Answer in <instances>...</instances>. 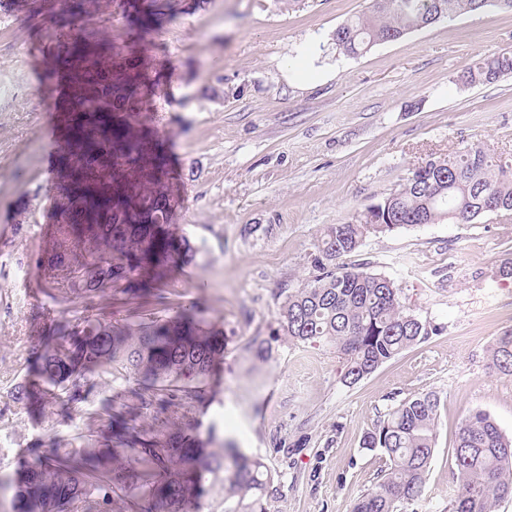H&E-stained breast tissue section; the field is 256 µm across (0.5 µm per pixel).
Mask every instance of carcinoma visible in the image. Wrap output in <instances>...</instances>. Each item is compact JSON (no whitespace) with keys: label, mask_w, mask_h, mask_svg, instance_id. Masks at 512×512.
I'll return each instance as SVG.
<instances>
[{"label":"carcinoma","mask_w":512,"mask_h":512,"mask_svg":"<svg viewBox=\"0 0 512 512\" xmlns=\"http://www.w3.org/2000/svg\"><path fill=\"white\" fill-rule=\"evenodd\" d=\"M498 9L512 12V0H372L370 10L336 28V50L356 56L378 42L394 41L442 19ZM163 11L135 9L139 29L159 23ZM57 63L70 64L83 52L64 24ZM89 75L70 111L90 134L62 157L65 180L54 197V231L39 263L49 288L68 294L79 307L55 332L38 357V375L49 389L19 385L14 400L33 396L49 403L65 395L74 404L93 401L89 379L112 389L127 383L124 398L141 410L154 405L146 394L155 382H203L224 356V337L176 314L150 319L133 329L102 317L94 298L114 287L136 292L163 270L192 252L184 237L164 234L173 190L163 178L161 147L131 133L125 119L151 112L161 96L159 84L139 81L141 58L115 59L92 54ZM512 72V49H501L460 76L464 85L491 83ZM115 115L111 126L99 113ZM488 212L512 213V157L503 159L481 147L465 146L445 158L430 159L377 204V222L329 224L314 258L317 275L289 293L279 323L295 343H325L343 356V381L354 385L429 336V329L408 312L402 289L386 277L349 266L341 259L371 237L397 228L434 224L448 218L471 224ZM489 367L512 376V330L495 340ZM439 397L426 392L390 407L362 447L379 448L388 458L377 481L353 512H403L425 488L437 434ZM107 455L86 438L50 454L35 453L15 475V512H182L200 496L205 483L224 475L223 512H266L277 493L265 463L228 447L224 455L204 454L195 427L178 431L155 419L145 429L107 412ZM452 512H494L512 497V438L490 415L476 411L462 421L454 448Z\"/></svg>","instance_id":"carcinoma-1"}]
</instances>
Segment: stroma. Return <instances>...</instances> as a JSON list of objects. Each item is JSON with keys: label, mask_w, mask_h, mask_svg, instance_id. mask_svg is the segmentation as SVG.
<instances>
[{"label": "stroma", "mask_w": 512, "mask_h": 512, "mask_svg": "<svg viewBox=\"0 0 512 512\" xmlns=\"http://www.w3.org/2000/svg\"><path fill=\"white\" fill-rule=\"evenodd\" d=\"M371 0H171L141 33L120 0H0V512H15L12 483L31 449L103 434L105 410L136 424L120 386L93 405L15 403L36 375L37 346L61 324L69 297L28 300L53 224L58 165L40 117L64 98L48 82L62 24L89 50L135 51L165 96L146 118L168 157L177 196L171 229L194 247L154 288L105 292L113 319L136 324L183 311L224 334V361L205 395L169 407L210 453L231 443L271 468L279 487L267 512H352L386 462L361 447L393 404L440 397L435 450L421 498L407 512H451L453 448L469 413H488L512 437V376L493 372L496 336L512 329V215L446 220L366 239L351 264L393 279L428 338L354 386L327 344L289 342L277 318L288 293L314 273L321 232L354 222L432 158L465 145L512 154V73L465 86L484 56L512 48V12L467 14L375 45L337 53L333 34Z\"/></svg>", "instance_id": "1"}]
</instances>
